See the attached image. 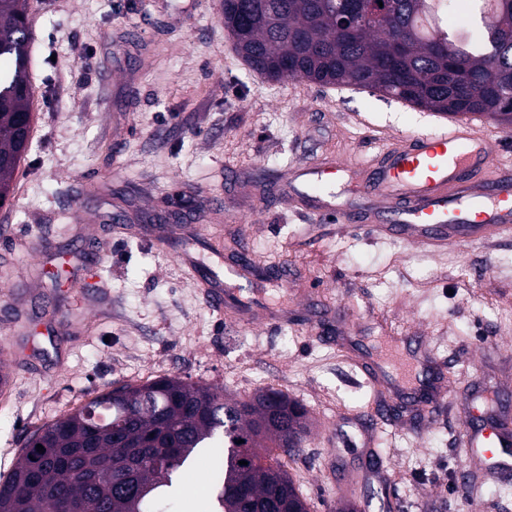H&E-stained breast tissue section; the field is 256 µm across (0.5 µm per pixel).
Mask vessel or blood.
I'll list each match as a JSON object with an SVG mask.
<instances>
[{
	"instance_id": "obj_1",
	"label": "vessel or blood",
	"mask_w": 512,
	"mask_h": 512,
	"mask_svg": "<svg viewBox=\"0 0 512 512\" xmlns=\"http://www.w3.org/2000/svg\"><path fill=\"white\" fill-rule=\"evenodd\" d=\"M487 128L471 119L446 131L419 133L386 150L345 186L355 206L342 208L344 223L372 222L378 236L427 248L468 247L512 236V173L503 174ZM191 278L209 288L216 309L233 304L234 292L196 259L182 255ZM466 457L480 459L495 482L512 481V426L493 418L466 426Z\"/></svg>"
}]
</instances>
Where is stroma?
I'll use <instances>...</instances> for the list:
<instances>
[{"label":"stroma","instance_id":"1","mask_svg":"<svg viewBox=\"0 0 512 512\" xmlns=\"http://www.w3.org/2000/svg\"><path fill=\"white\" fill-rule=\"evenodd\" d=\"M34 122L0 206V472L25 436L115 386L178 377L237 399L273 388L300 401L310 433L288 471L310 512H512V484L457 480L472 410L512 416V239L432 251L376 239L367 225L290 206L291 172L341 166L328 191L345 203L344 165L370 162L414 133L447 126L348 86L272 81L236 55L224 0H28ZM182 210L208 239L216 272L241 251L281 282L236 279L264 314L217 311L147 215ZM92 239L105 253L84 251ZM86 294L77 303L72 279ZM74 330L49 355L27 350L45 302ZM450 378L425 412L439 365ZM404 390L391 426L362 408ZM376 451L388 461L368 473Z\"/></svg>","mask_w":512,"mask_h":512}]
</instances>
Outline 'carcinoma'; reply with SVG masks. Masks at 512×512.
Segmentation results:
<instances>
[{
	"label": "carcinoma",
	"instance_id": "obj_1",
	"mask_svg": "<svg viewBox=\"0 0 512 512\" xmlns=\"http://www.w3.org/2000/svg\"><path fill=\"white\" fill-rule=\"evenodd\" d=\"M224 0L238 57L270 79L354 86L438 114L512 124V0ZM26 0H0V201L14 193L34 88ZM309 433L307 410L266 389L226 400L218 388L163 377L103 392L26 439L0 480V512H165L179 471L224 444L203 512H310L280 462ZM243 443H238V440ZM43 446V452L36 445ZM246 464L241 465L239 461Z\"/></svg>",
	"mask_w": 512,
	"mask_h": 512
}]
</instances>
